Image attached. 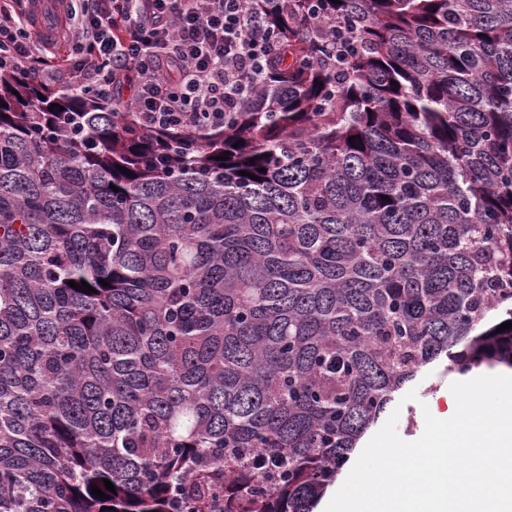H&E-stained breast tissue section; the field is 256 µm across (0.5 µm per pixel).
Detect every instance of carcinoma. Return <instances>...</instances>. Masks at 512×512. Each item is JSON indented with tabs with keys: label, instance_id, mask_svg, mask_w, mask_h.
Here are the masks:
<instances>
[{
	"label": "carcinoma",
	"instance_id": "carcinoma-1",
	"mask_svg": "<svg viewBox=\"0 0 512 512\" xmlns=\"http://www.w3.org/2000/svg\"><path fill=\"white\" fill-rule=\"evenodd\" d=\"M253 4L200 134L0 72V512H313L422 367L512 370V0Z\"/></svg>",
	"mask_w": 512,
	"mask_h": 512
}]
</instances>
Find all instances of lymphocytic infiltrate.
<instances>
[{
	"instance_id": "1",
	"label": "lymphocytic infiltrate",
	"mask_w": 512,
	"mask_h": 512,
	"mask_svg": "<svg viewBox=\"0 0 512 512\" xmlns=\"http://www.w3.org/2000/svg\"><path fill=\"white\" fill-rule=\"evenodd\" d=\"M26 0H0V70L88 89L149 129L220 125L278 45L251 0H60L58 33L33 26ZM136 95H116L127 72Z\"/></svg>"
}]
</instances>
